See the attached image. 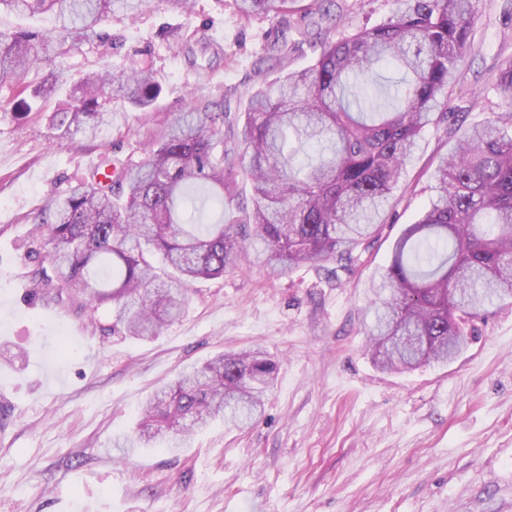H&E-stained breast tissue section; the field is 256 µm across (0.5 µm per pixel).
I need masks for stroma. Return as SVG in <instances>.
I'll return each instance as SVG.
<instances>
[{
  "label": "stroma",
  "instance_id": "1",
  "mask_svg": "<svg viewBox=\"0 0 512 512\" xmlns=\"http://www.w3.org/2000/svg\"><path fill=\"white\" fill-rule=\"evenodd\" d=\"M392 0H336L331 28L294 16L289 41L339 40L379 23ZM472 49L448 93V123L425 128L387 220L352 261L285 276L241 258L194 284L182 318L160 336L107 337L94 313L37 295L32 218L71 185L145 159L197 99L241 111V93L280 70L274 20L233 0H154L136 19L110 17L105 42L63 63L41 112H15L0 89V512H512V306L493 305L455 360L411 373L373 364L366 326L372 281L402 230L428 206L452 149L447 129L499 111L493 81L512 57V0H475ZM150 69L162 92L142 112L114 98L95 138L62 136L53 116L89 72ZM252 347L277 361L264 409L243 428L217 422L173 454L131 449L142 405L186 365Z\"/></svg>",
  "mask_w": 512,
  "mask_h": 512
}]
</instances>
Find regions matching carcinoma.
<instances>
[{"label": "carcinoma", "mask_w": 512, "mask_h": 512, "mask_svg": "<svg viewBox=\"0 0 512 512\" xmlns=\"http://www.w3.org/2000/svg\"><path fill=\"white\" fill-rule=\"evenodd\" d=\"M152 0H0V11L51 13L50 31L0 33V87L16 85L15 109L55 91L60 74L37 83L24 76L41 63H62L81 45L107 37L104 22L138 14ZM301 0H236L249 16L284 23ZM388 19L324 42L314 64L250 93L242 127L224 143L227 113L200 100L167 127L145 160L116 170L107 186L87 181L34 217L46 229L36 290L56 302L83 299L92 311L111 306L114 335L151 339L182 313L188 285L224 275L244 249L237 221L195 224L197 199L224 209L237 168L254 197L242 220L253 225L263 260L285 273L300 264L349 260L369 247L423 130L448 120V87L470 46L474 0H394ZM378 66L402 73L381 99L368 84ZM512 107V58L495 78ZM120 96L145 110L160 94L152 71L138 65L88 75L73 104L56 113L65 131L92 135L109 119L100 102ZM493 113L457 137L436 171L435 195L394 242L372 300L373 359L384 370L410 371L448 362L466 347L487 306L512 299V133ZM260 348L222 353L189 366L142 407L130 445L185 447L215 421L255 418L275 379Z\"/></svg>", "instance_id": "1"}]
</instances>
